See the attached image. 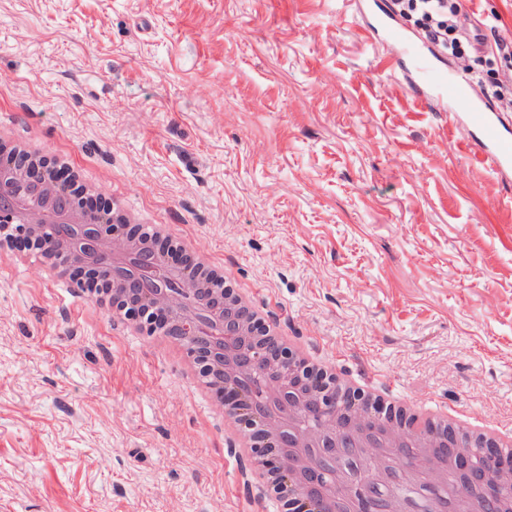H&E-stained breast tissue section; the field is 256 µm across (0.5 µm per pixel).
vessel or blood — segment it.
Here are the masks:
<instances>
[{"mask_svg": "<svg viewBox=\"0 0 512 512\" xmlns=\"http://www.w3.org/2000/svg\"><path fill=\"white\" fill-rule=\"evenodd\" d=\"M391 58L407 56L422 77L413 88L415 104L434 112L451 113L453 119L468 122L477 132L475 146L489 169L498 177L512 175V115L492 109L474 91L468 76L451 74L423 52L414 35L396 25L391 15H383L376 25Z\"/></svg>", "mask_w": 512, "mask_h": 512, "instance_id": "vessel-or-blood-1", "label": "vessel or blood"}]
</instances>
